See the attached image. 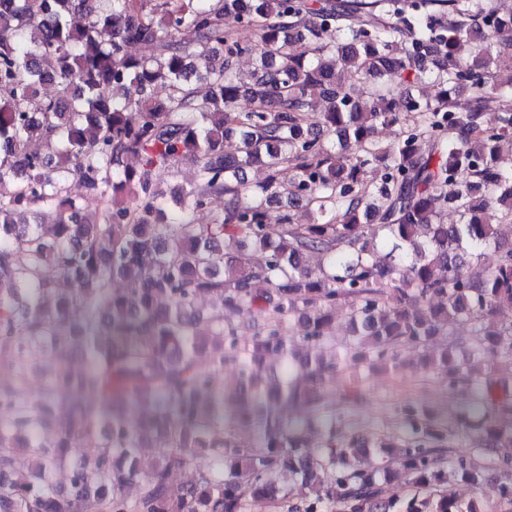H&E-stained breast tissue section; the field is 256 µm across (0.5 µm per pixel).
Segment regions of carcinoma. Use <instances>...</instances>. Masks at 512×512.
<instances>
[{"label":"carcinoma","instance_id":"cac0c4a2","mask_svg":"<svg viewBox=\"0 0 512 512\" xmlns=\"http://www.w3.org/2000/svg\"><path fill=\"white\" fill-rule=\"evenodd\" d=\"M240 28L258 41L241 40ZM134 43L154 53L133 56ZM511 48L512 11L488 0H0V372L11 377L0 383V512L512 507V458L497 455L512 447V426L498 423L512 415V395H497L492 378L512 367V322L498 318L512 308V238L499 231L512 220V168L496 161L497 143L512 139V71L492 68ZM243 55L257 60L247 84L236 71ZM392 73L438 92L400 99ZM354 78L371 81L367 97H353ZM49 82L58 97L41 95ZM463 89L460 112L452 93ZM242 97L251 109H234ZM379 124L399 126L386 147ZM34 140L41 151H29ZM184 160L194 182L160 191L156 177ZM283 165L295 171L287 183ZM255 166L263 171L250 183ZM72 179L100 190L103 223L88 222ZM217 195L228 197L224 212L195 223ZM282 200L304 204L308 219L271 222ZM45 209L57 223L40 222ZM450 209L459 223L441 222ZM309 253L320 256L313 269ZM115 277L138 287L118 292ZM202 295L222 309L201 313ZM342 301L352 337L338 347L328 327ZM240 307L262 320L245 343L224 325V309ZM457 323L469 334H451ZM434 336L448 345L428 349ZM406 344L424 348L423 374L450 390L475 377L457 348L471 345L484 366L483 391L457 415L481 434L473 456L451 454L446 429L410 405L405 434L372 450L340 437L336 406L360 392L330 393L323 377L348 365L394 370ZM271 355L288 364L275 386ZM203 357L213 369L236 365V391H216ZM48 358L72 363L63 415L55 381L17 389ZM286 405L306 420L283 425ZM228 411L258 425L254 446L224 436ZM314 424L324 431L315 451ZM155 437L165 454L146 466ZM196 448L210 450V466L174 486L172 466ZM393 461L403 482L387 494ZM488 463L499 471L494 502L448 494L450 476L483 488ZM57 470L67 484L54 482Z\"/></svg>","mask_w":512,"mask_h":512}]
</instances>
